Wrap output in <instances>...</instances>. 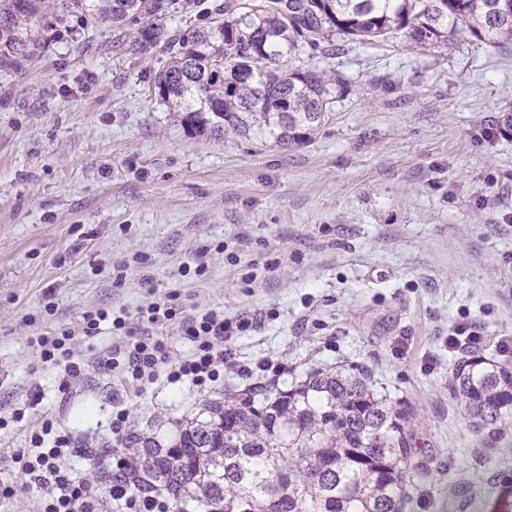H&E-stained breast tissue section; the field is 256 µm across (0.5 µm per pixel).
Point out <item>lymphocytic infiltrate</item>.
<instances>
[{"mask_svg":"<svg viewBox=\"0 0 512 512\" xmlns=\"http://www.w3.org/2000/svg\"><path fill=\"white\" fill-rule=\"evenodd\" d=\"M177 293H168L164 299L140 308L139 318L146 326L136 341L111 348L101 363L107 368H120L125 379L142 387L157 378L160 368H167L169 382L189 381L197 390L208 391L224 383V368L232 364L231 340L259 325L256 315L241 313L234 316L209 310L190 312L178 302ZM110 323L113 330H123L126 319L103 308L83 312L70 325L50 335L39 337L37 353L42 362L60 365L59 390L71 393L89 377V365L74 351L79 336L99 334L102 323ZM175 329L193 344L189 355L172 359L168 337L157 336L153 327ZM74 450L70 433L57 420L43 419L34 430L26 447L14 449L11 460L29 486L41 491L35 512H103L105 500L120 503L124 512H173V505L163 490L143 494L123 478L131 461L122 454L104 449V456L115 459V477L106 494H99L93 479L75 473L66 461Z\"/></svg>","mask_w":512,"mask_h":512,"instance_id":"lymphocytic-infiltrate-1","label":"lymphocytic infiltrate"}]
</instances>
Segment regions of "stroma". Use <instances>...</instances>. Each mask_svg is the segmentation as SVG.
I'll use <instances>...</instances> for the list:
<instances>
[{"mask_svg":"<svg viewBox=\"0 0 512 512\" xmlns=\"http://www.w3.org/2000/svg\"><path fill=\"white\" fill-rule=\"evenodd\" d=\"M43 51L0 74V479L39 498L5 451L44 417L61 421L89 473L112 442L193 417L208 399L159 378L137 393L115 374L62 397L31 338L94 307L139 308L175 291L186 309L262 313L236 337L241 365L265 378L312 367L368 371L410 410L404 512H512V447L486 448L450 391L448 328L473 324L482 352L512 363V51L399 39L339 55L351 87L305 146L192 135L146 92L159 57L112 45V32L47 33ZM223 251H216V244ZM209 246L206 272L193 258Z\"/></svg>","mask_w":512,"mask_h":512,"instance_id":"obj_1","label":"stroma"}]
</instances>
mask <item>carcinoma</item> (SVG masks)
I'll return each instance as SVG.
<instances>
[{
    "label": "carcinoma",
    "mask_w": 512,
    "mask_h": 512,
    "mask_svg": "<svg viewBox=\"0 0 512 512\" xmlns=\"http://www.w3.org/2000/svg\"><path fill=\"white\" fill-rule=\"evenodd\" d=\"M512 0H0V70L43 50L76 15L117 47L164 56L148 84L196 133L305 145L350 82L329 62L400 36L416 48H512ZM181 5L205 24L172 29ZM453 395L493 445L512 430V368L462 362ZM412 415L364 372L312 369L283 388L226 394L201 414L138 435L130 483L175 512H403Z\"/></svg>",
    "instance_id": "obj_1"
}]
</instances>
